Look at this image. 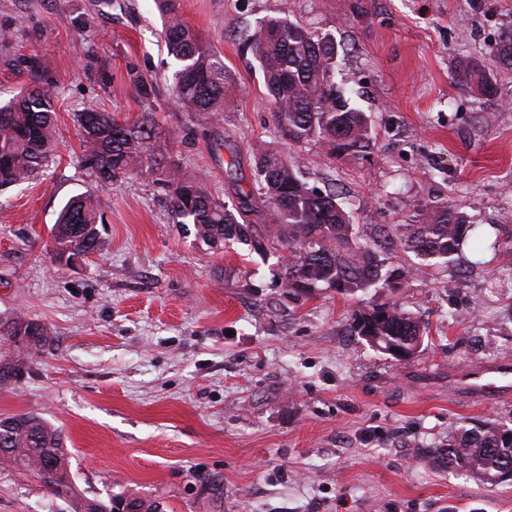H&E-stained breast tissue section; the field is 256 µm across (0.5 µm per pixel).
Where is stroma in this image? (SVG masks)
I'll use <instances>...</instances> for the list:
<instances>
[{
  "label": "stroma",
  "mask_w": 512,
  "mask_h": 512,
  "mask_svg": "<svg viewBox=\"0 0 512 512\" xmlns=\"http://www.w3.org/2000/svg\"><path fill=\"white\" fill-rule=\"evenodd\" d=\"M224 61V110H183L171 94L166 16L154 0H0V102L26 87L13 59L37 57L56 86L57 141L33 181L0 190V321L47 331L40 350L0 335L18 362L0 381V417L41 414L69 448L76 498L0 466V512H75L78 500L142 499L158 512H512L492 485L441 457L460 428L512 421V398L479 400L470 371L512 362V67L493 49L512 34V0H177ZM280 16L333 37L334 80L371 126L367 153L329 159L289 142L245 42ZM476 60L497 92L453 80ZM152 82L144 99L132 81ZM94 107L163 136L149 158L200 179L211 196L265 204L252 151L295 159L335 190L361 243L448 202L480 247L455 266L394 249L399 292L281 286L284 251L210 248L177 224L149 169L104 182L85 169L76 115ZM103 203L99 251L69 261L51 228L73 196ZM399 301L428 329L407 362L371 347L353 314Z\"/></svg>",
  "instance_id": "1"
}]
</instances>
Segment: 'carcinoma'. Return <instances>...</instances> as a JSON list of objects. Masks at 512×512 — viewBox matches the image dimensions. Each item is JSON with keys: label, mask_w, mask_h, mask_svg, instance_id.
<instances>
[{"label": "carcinoma", "mask_w": 512, "mask_h": 512, "mask_svg": "<svg viewBox=\"0 0 512 512\" xmlns=\"http://www.w3.org/2000/svg\"><path fill=\"white\" fill-rule=\"evenodd\" d=\"M167 15L164 39L180 68L172 95L188 112L224 111V61L204 46L183 23L175 0H155ZM262 70L276 121L288 140L322 142L330 157L355 156L369 148L370 128L364 113L348 106L332 82L336 42L328 35L283 17H271L245 44ZM18 67L29 73L36 87L0 106V188L22 184L48 165L56 141L53 119L54 85L45 78L40 61L25 57ZM453 79L463 88L496 94L491 80L475 62L456 69ZM81 128L82 160L97 178L110 181L116 174L142 167L143 144L155 129L145 124L127 128L107 112L87 108L77 114ZM255 175L268 201V222L254 224L248 200L238 207L216 201L198 180L180 175L178 168L157 164L155 182L167 190L178 224L193 225L197 240L214 248L228 241L264 249L265 241L288 251L282 278L293 294L326 286L340 292L373 286L393 292L404 284L400 269L386 268L385 255L394 246L438 265L455 261L475 232L467 215L446 202L420 206L415 224H396L379 230L373 244L357 241L354 224L337 195L311 187L298 165L265 147L254 151ZM103 223L101 201L76 197L61 209L51 236L58 257L71 258L98 250L97 225ZM359 336L391 356L409 357L423 342L427 327L412 312L393 302L354 315ZM5 335L20 336L43 347L45 330L18 316L4 325ZM70 451L62 431L37 413L0 418V464L37 474L54 494L76 496L69 473ZM53 463L54 477L44 466ZM512 466V426L486 423L464 429L448 443V466L490 483L508 481Z\"/></svg>", "instance_id": "cac0c4a2"}]
</instances>
